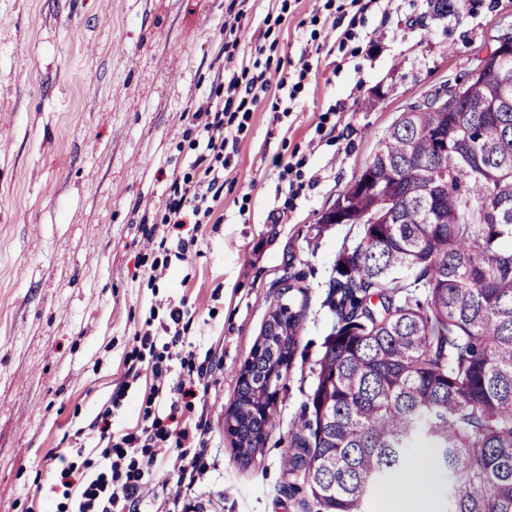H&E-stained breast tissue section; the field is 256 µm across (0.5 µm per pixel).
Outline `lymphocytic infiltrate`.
<instances>
[{"instance_id": "f902f5d3", "label": "lymphocytic infiltrate", "mask_w": 512, "mask_h": 512, "mask_svg": "<svg viewBox=\"0 0 512 512\" xmlns=\"http://www.w3.org/2000/svg\"><path fill=\"white\" fill-rule=\"evenodd\" d=\"M272 85L281 93L280 103L293 99L294 91L289 88L287 77L273 82L261 73L256 81L244 84L231 74L224 76L197 106L193 118L199 136L198 153L190 164L191 174L173 186L166 223L180 228L210 218L214 202L224 191V115L243 111L247 100L256 98L258 91ZM169 438V431L155 420L140 433L123 436L121 444L115 446L111 443L109 426H102L100 439L107 444L106 470L82 482L77 512H138L149 492L159 446Z\"/></svg>"}]
</instances>
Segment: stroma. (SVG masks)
Listing matches in <instances>:
<instances>
[{
    "label": "stroma",
    "mask_w": 512,
    "mask_h": 512,
    "mask_svg": "<svg viewBox=\"0 0 512 512\" xmlns=\"http://www.w3.org/2000/svg\"><path fill=\"white\" fill-rule=\"evenodd\" d=\"M228 4L0 0V512H74L63 461L98 472L103 412L114 437L141 430L156 363L167 386L196 382L171 429L204 455L184 459L194 482L176 502L174 463L158 461L140 512H309L283 456L335 323L336 257L361 235L319 218L408 101L463 78L512 27V0H465L444 18L429 0H247L232 29ZM267 59L300 88L289 111L271 87L233 116L224 193L178 259L187 231L162 218L196 155L193 111L218 74L253 76ZM281 297L302 306V330L245 464L224 418Z\"/></svg>",
    "instance_id": "35a3bbf8"
}]
</instances>
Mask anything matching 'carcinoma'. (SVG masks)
Returning <instances> with one entry per match:
<instances>
[{
	"instance_id": "carcinoma-1",
	"label": "carcinoma",
	"mask_w": 512,
	"mask_h": 512,
	"mask_svg": "<svg viewBox=\"0 0 512 512\" xmlns=\"http://www.w3.org/2000/svg\"><path fill=\"white\" fill-rule=\"evenodd\" d=\"M430 6L444 17L463 0ZM442 88L461 91L455 110L400 113L319 219L363 234L336 257V322L284 457L315 512H368L416 448L448 512H512V51ZM301 328L278 300L262 331L276 362ZM270 360L255 347L228 413L243 461L272 423Z\"/></svg>"
}]
</instances>
